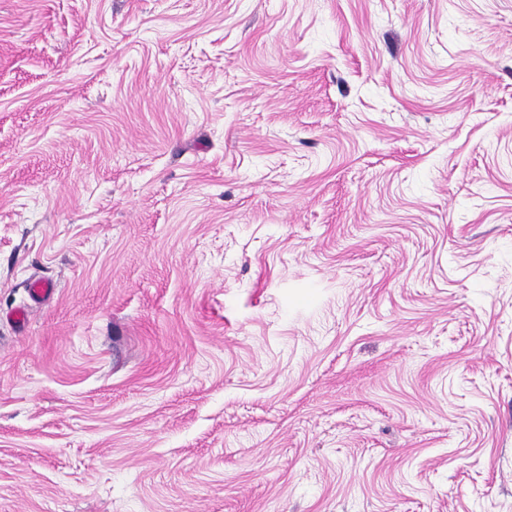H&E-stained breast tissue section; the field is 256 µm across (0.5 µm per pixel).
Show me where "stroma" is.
Instances as JSON below:
<instances>
[{
  "label": "stroma",
  "instance_id": "stroma-1",
  "mask_svg": "<svg viewBox=\"0 0 512 512\" xmlns=\"http://www.w3.org/2000/svg\"><path fill=\"white\" fill-rule=\"evenodd\" d=\"M0 512H512V0H0Z\"/></svg>",
  "mask_w": 512,
  "mask_h": 512
}]
</instances>
